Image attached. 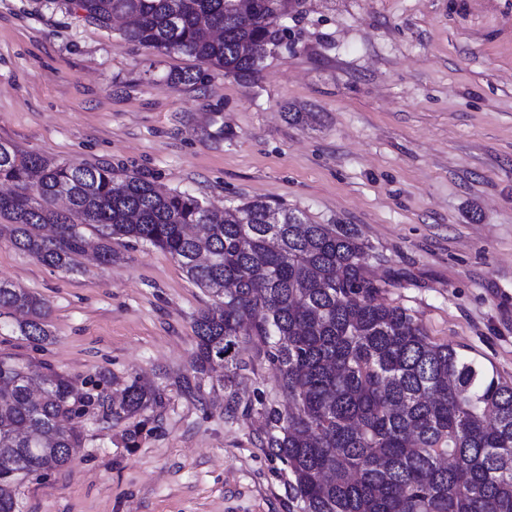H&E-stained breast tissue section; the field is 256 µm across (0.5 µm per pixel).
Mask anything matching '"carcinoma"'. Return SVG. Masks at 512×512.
<instances>
[{"instance_id":"cac0c4a2","label":"carcinoma","mask_w":512,"mask_h":512,"mask_svg":"<svg viewBox=\"0 0 512 512\" xmlns=\"http://www.w3.org/2000/svg\"><path fill=\"white\" fill-rule=\"evenodd\" d=\"M295 0H63L102 30L134 22L123 42L177 54L250 78L288 39ZM0 239L41 264L74 272L96 237L99 261L114 242L169 254L213 297L194 320L193 377L224 367V415L236 418L234 389L248 364L239 337L275 366L283 404L256 391L247 411L265 425L264 445L288 465V496L299 512H512V381L430 338L411 310L383 298L369 276L372 247L354 224H310L262 199L218 213L197 196L135 173L57 162L0 142ZM22 313V336L51 337L48 306L0 281V318ZM76 397L47 365L0 356V512H16L12 487L71 462L84 447L80 419L106 421L162 402L159 388L132 381L119 401L102 387Z\"/></svg>"}]
</instances>
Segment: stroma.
Segmentation results:
<instances>
[{"label": "stroma", "instance_id": "1", "mask_svg": "<svg viewBox=\"0 0 512 512\" xmlns=\"http://www.w3.org/2000/svg\"><path fill=\"white\" fill-rule=\"evenodd\" d=\"M288 41L252 78L121 41L43 0H0V139L59 162L138 173L222 209L256 198L354 224L384 299L512 381V0H297ZM308 113L288 121L286 109ZM223 138H214L216 129ZM67 273L0 241V280L47 302L53 339L0 321V354L76 387L158 386L160 406L82 425L66 467L14 488L19 512H288V468L257 415H224L223 369L200 399L193 322L211 299L169 254L116 243ZM242 403L277 397L242 340Z\"/></svg>", "mask_w": 512, "mask_h": 512}]
</instances>
